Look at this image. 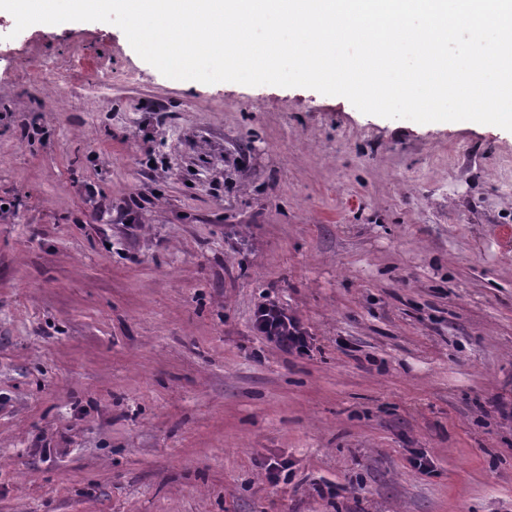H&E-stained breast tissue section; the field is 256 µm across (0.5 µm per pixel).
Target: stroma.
<instances>
[{"label": "stroma", "mask_w": 512, "mask_h": 512, "mask_svg": "<svg viewBox=\"0 0 512 512\" xmlns=\"http://www.w3.org/2000/svg\"><path fill=\"white\" fill-rule=\"evenodd\" d=\"M14 26L0 512H512V132ZM257 328L266 337L277 343L288 353H304L308 349L307 336L302 331L298 320L278 307L265 305L258 309L256 316Z\"/></svg>", "instance_id": "stroma-1"}]
</instances>
